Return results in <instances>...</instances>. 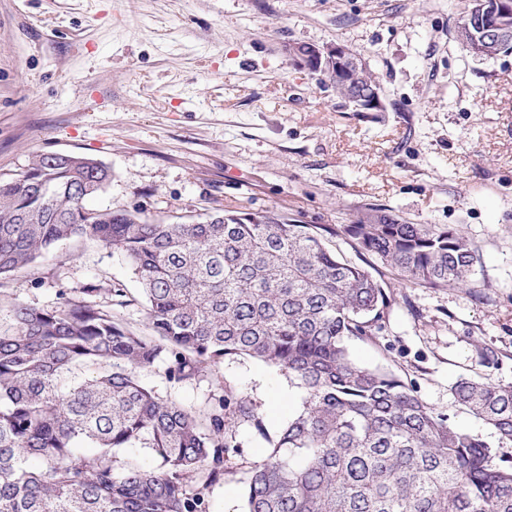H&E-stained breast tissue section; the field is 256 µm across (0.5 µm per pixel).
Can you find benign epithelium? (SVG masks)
<instances>
[{
    "label": "benign epithelium",
    "instance_id": "1",
    "mask_svg": "<svg viewBox=\"0 0 512 512\" xmlns=\"http://www.w3.org/2000/svg\"><path fill=\"white\" fill-rule=\"evenodd\" d=\"M469 20L476 26L468 50L474 57L491 58L499 54L503 45L512 42V7L507 0H477ZM285 53L300 69L323 70L330 73L344 87L348 96L372 109L381 106L379 90L361 88L359 79L369 71L366 59L344 45L304 49L289 44Z\"/></svg>",
    "mask_w": 512,
    "mask_h": 512
}]
</instances>
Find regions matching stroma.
Returning a JSON list of instances; mask_svg holds the SVG:
<instances>
[{
  "label": "stroma",
  "mask_w": 512,
  "mask_h": 512,
  "mask_svg": "<svg viewBox=\"0 0 512 512\" xmlns=\"http://www.w3.org/2000/svg\"><path fill=\"white\" fill-rule=\"evenodd\" d=\"M470 0H0V180L40 153H75L112 179L87 205L150 221L223 211L307 225L367 270L380 260L345 231L378 209L409 224L462 227L476 253L466 288L393 274L372 336L350 338L359 365L415 386L455 425L490 430L454 402L463 378L512 385V53L467 54L453 37ZM342 44L362 54L381 111L358 112L286 45ZM97 283L124 288L119 318L150 328L121 254L84 239L0 280L12 305L54 306ZM216 372L257 406L268 432L301 407L277 368L250 358ZM164 398L204 406L211 381L144 376ZM233 471L206 512H243L244 480L266 442L239 427Z\"/></svg>",
  "instance_id": "35a3bbf8"
}]
</instances>
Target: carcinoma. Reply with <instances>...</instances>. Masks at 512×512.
<instances>
[{"mask_svg": "<svg viewBox=\"0 0 512 512\" xmlns=\"http://www.w3.org/2000/svg\"><path fill=\"white\" fill-rule=\"evenodd\" d=\"M111 179L81 155L42 153L0 181V280L69 240L120 252L153 335L91 300L12 306L0 325V512H205L203 491L240 448L231 425L267 442L244 480L243 512H512V386L461 379L460 409L497 440L463 430L389 372L355 363L390 304L370 271L302 224L229 211L150 222L89 209ZM358 247L426 288L468 286L475 250L458 227L350 224ZM276 367L303 393L274 436L254 404L225 389L199 411L142 378L199 380L226 359ZM150 449L151 468L134 454Z\"/></svg>", "mask_w": 512, "mask_h": 512, "instance_id": "carcinoma-1", "label": "carcinoma"}]
</instances>
